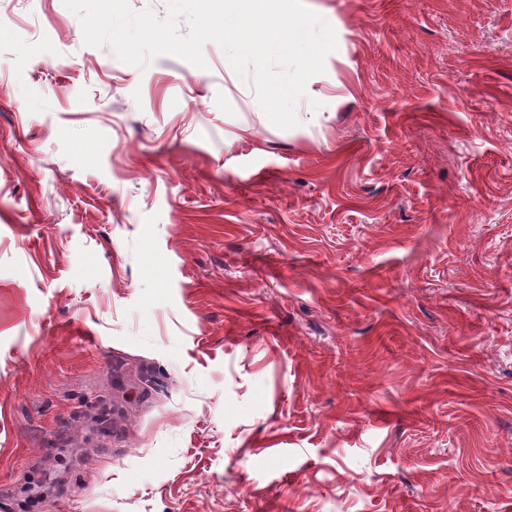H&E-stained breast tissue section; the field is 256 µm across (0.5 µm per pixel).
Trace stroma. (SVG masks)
I'll return each instance as SVG.
<instances>
[{
	"instance_id": "35a3bbf8",
	"label": "stroma",
	"mask_w": 512,
	"mask_h": 512,
	"mask_svg": "<svg viewBox=\"0 0 512 512\" xmlns=\"http://www.w3.org/2000/svg\"><path fill=\"white\" fill-rule=\"evenodd\" d=\"M274 126L0 0V512H512V0H303Z\"/></svg>"
}]
</instances>
